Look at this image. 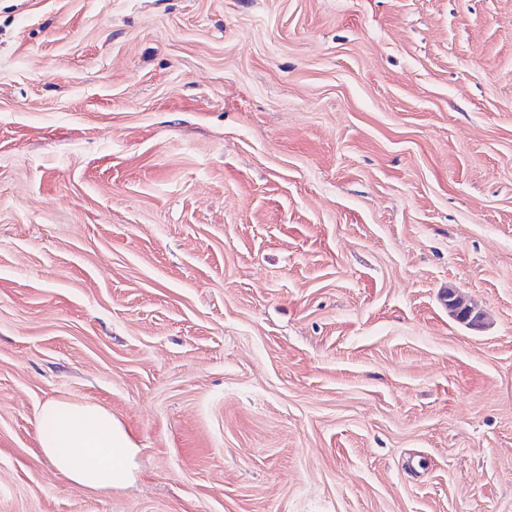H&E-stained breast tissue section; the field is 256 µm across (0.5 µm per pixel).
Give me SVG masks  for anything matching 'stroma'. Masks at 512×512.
Segmentation results:
<instances>
[{
  "label": "stroma",
  "instance_id": "1",
  "mask_svg": "<svg viewBox=\"0 0 512 512\" xmlns=\"http://www.w3.org/2000/svg\"><path fill=\"white\" fill-rule=\"evenodd\" d=\"M0 512H512V0H0ZM443 297L445 306L448 307L449 315L456 321L470 327L476 328L481 326L483 318L482 313L466 304L454 289L450 288L444 291ZM43 456L72 485L107 491L134 476L136 446L101 406L49 400L38 411Z\"/></svg>",
  "mask_w": 512,
  "mask_h": 512
}]
</instances>
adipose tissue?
Segmentation results:
<instances>
[{
  "label": "adipose tissue",
  "instance_id": "ef3b65f1",
  "mask_svg": "<svg viewBox=\"0 0 512 512\" xmlns=\"http://www.w3.org/2000/svg\"><path fill=\"white\" fill-rule=\"evenodd\" d=\"M38 424L44 457L72 485L107 491L132 480L136 446L103 407L50 400L40 407Z\"/></svg>",
  "mask_w": 512,
  "mask_h": 512
}]
</instances>
